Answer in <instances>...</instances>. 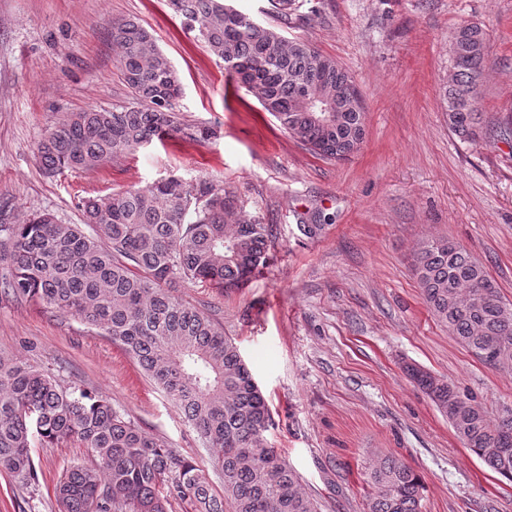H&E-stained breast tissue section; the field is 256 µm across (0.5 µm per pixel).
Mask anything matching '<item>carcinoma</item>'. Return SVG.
<instances>
[{"instance_id": "cac0c4a2", "label": "carcinoma", "mask_w": 512, "mask_h": 512, "mask_svg": "<svg viewBox=\"0 0 512 512\" xmlns=\"http://www.w3.org/2000/svg\"><path fill=\"white\" fill-rule=\"evenodd\" d=\"M187 28L224 62L236 84L256 91L288 134L315 154L344 160L349 134L365 125L362 103L342 101L336 76H325L309 44L285 40L225 0H170ZM112 45L136 100L105 111L71 112L37 145L48 174L89 171L153 139L205 141L214 132L175 112L179 77L151 33L134 20L112 24ZM487 34L459 25L450 45L444 92L448 126L462 141L481 136L479 97L487 67ZM326 98L333 112H312ZM79 224L49 212L18 224L3 218L0 291L36 299L125 347L143 372L185 415L221 470L218 492L195 462L145 435L99 392L65 387L52 374L0 355V469L24 485L36 479V443L77 441L90 463L71 466L56 484L59 512H318L285 456L265 444L266 398L235 341L204 311L172 293L179 281L226 291L243 287L267 262L264 225L246 216L231 192L199 179L169 176L136 189L88 197ZM412 267L424 300L441 322L486 364L512 370V304L462 246L448 239L418 244ZM506 342L498 356L488 344ZM407 377L448 419L455 435L497 475L512 482V418L494 424L448 379L416 364ZM371 492L364 512H421V480L404 461L374 456L364 472Z\"/></svg>"}]
</instances>
